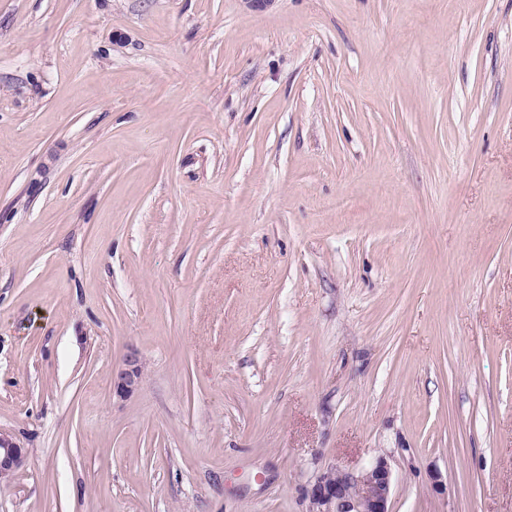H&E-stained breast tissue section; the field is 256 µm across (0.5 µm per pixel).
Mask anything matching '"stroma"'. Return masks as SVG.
Returning <instances> with one entry per match:
<instances>
[{
    "mask_svg": "<svg viewBox=\"0 0 512 512\" xmlns=\"http://www.w3.org/2000/svg\"><path fill=\"white\" fill-rule=\"evenodd\" d=\"M0 431V512H512V0H0ZM143 381V369L135 352H130L123 367L112 378V392L120 398L130 397ZM25 461L24 448L10 435L0 432V483L13 478ZM392 483L383 456L361 472L331 467L312 485L307 512H390Z\"/></svg>",
    "mask_w": 512,
    "mask_h": 512,
    "instance_id": "stroma-1",
    "label": "stroma"
}]
</instances>
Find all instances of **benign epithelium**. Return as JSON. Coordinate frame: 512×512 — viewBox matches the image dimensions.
Segmentation results:
<instances>
[{"instance_id": "benign-epithelium-1", "label": "benign epithelium", "mask_w": 512, "mask_h": 512, "mask_svg": "<svg viewBox=\"0 0 512 512\" xmlns=\"http://www.w3.org/2000/svg\"><path fill=\"white\" fill-rule=\"evenodd\" d=\"M142 381L139 358L131 352L112 378V392L127 398L139 389ZM24 461V448L0 432V482L12 479ZM392 483L391 465L383 456L361 472L331 467L312 485L308 512H390Z\"/></svg>"}]
</instances>
